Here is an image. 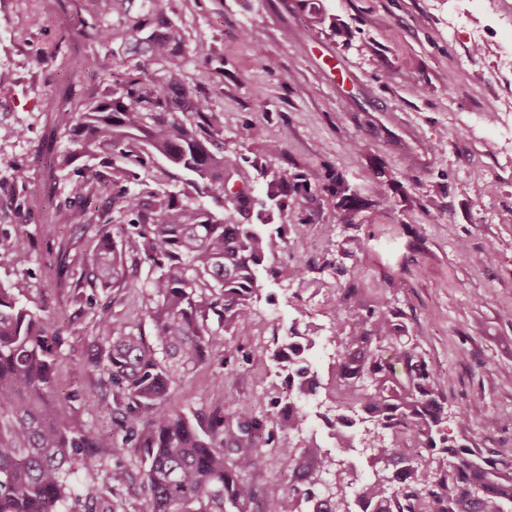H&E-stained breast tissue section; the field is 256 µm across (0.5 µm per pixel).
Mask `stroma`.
I'll return each instance as SVG.
<instances>
[{
    "instance_id": "1",
    "label": "stroma",
    "mask_w": 512,
    "mask_h": 512,
    "mask_svg": "<svg viewBox=\"0 0 512 512\" xmlns=\"http://www.w3.org/2000/svg\"><path fill=\"white\" fill-rule=\"evenodd\" d=\"M0 13V174L26 170L0 207V233L28 240L27 270L0 259V282H25L64 344L55 368L63 419L112 431L86 366L95 328L62 285L61 247L82 251L85 225L57 223L72 175L52 166L66 146L61 111L98 89L99 48L76 24L100 23L92 0H7ZM184 30L186 82L220 115L240 179L263 201L278 171L292 179L264 227L274 235L265 287L223 351L172 385L164 410L212 413L261 401L275 411L287 383L257 364L272 335L343 326L339 298L369 309L389 298L423 348L452 413L471 415L473 447L512 459V69L500 62L512 0H163ZM262 129L263 148L251 133ZM480 254L481 265L463 259ZM293 438L253 481L263 496L308 464ZM115 462L78 463L64 512H88Z\"/></svg>"
}]
</instances>
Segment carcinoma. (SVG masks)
Returning <instances> with one entry per match:
<instances>
[{
	"mask_svg": "<svg viewBox=\"0 0 512 512\" xmlns=\"http://www.w3.org/2000/svg\"><path fill=\"white\" fill-rule=\"evenodd\" d=\"M92 2L106 25L84 36L103 48L95 68L106 95L92 90L81 106L63 111L68 146L55 167L75 175L57 223L84 222L96 244L73 258L77 266H66L65 280L80 302L86 284L140 289L129 270L147 268L154 341L138 324L114 322L121 301L84 300L96 327L91 366L112 390L118 431L64 422L54 380L62 339L25 289L0 283V512H61L75 463L102 448L117 460L142 456L146 512H247L256 502L259 512H351L352 498L368 512H508L512 461L472 448L467 419L458 433L448 431V401L423 350L415 343L391 349L402 326L385 298L366 312L344 306L349 331L329 337L335 354L325 372L310 360L315 336L255 354L293 378L278 412L258 417L243 406L204 424L160 411L146 433L135 432L137 413L164 403L207 352L222 348L224 360L234 357L226 333L264 288L271 240L261 225L237 221L255 199L245 185L226 194L239 161L218 139V115L185 82L182 27L161 0ZM118 59L126 71L116 70ZM104 193L108 206L99 210L94 202ZM0 257L18 269L32 261L29 245L8 235H0ZM311 397L335 404L336 454L317 457L315 470L293 465L282 493L258 500L252 475L267 464L264 448L303 431V401ZM357 428L383 466L372 480L322 492L321 475L342 472L352 448L348 430ZM126 476L115 466L100 490L112 496L108 512H122L118 488Z\"/></svg>",
	"mask_w": 512,
	"mask_h": 512,
	"instance_id": "obj_1",
	"label": "carcinoma"
}]
</instances>
